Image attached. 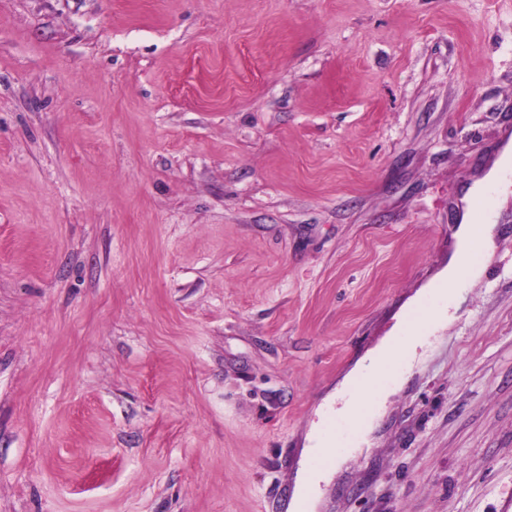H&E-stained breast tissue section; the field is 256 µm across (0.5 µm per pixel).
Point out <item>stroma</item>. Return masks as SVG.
<instances>
[{
	"label": "stroma",
	"mask_w": 512,
	"mask_h": 512,
	"mask_svg": "<svg viewBox=\"0 0 512 512\" xmlns=\"http://www.w3.org/2000/svg\"><path fill=\"white\" fill-rule=\"evenodd\" d=\"M512 0H0V512H512ZM512 166V139L507 140L502 149L498 162L488 171L484 178L470 186L464 194L466 207L461 216L454 238L453 250L448 257V265L435 277H433L426 286L420 289L414 297L409 299L404 307L410 308L415 305L421 295L432 291L439 295L448 294L452 302H456L460 297V291L456 285L460 278V266L464 258L463 265L474 264L476 259L482 257L477 249L470 252L473 245H478L486 256L490 255L494 246L495 225L496 224H474L472 223V213L476 203L484 194L501 182L505 173ZM468 252V253H467ZM448 286V289L446 288ZM401 345L397 340L396 335H392L382 345L373 350L367 357L360 359L355 366L343 377L342 381L336 387L335 393L327 397V400L333 399L338 393L346 391V389L352 387L353 383L361 379L364 375H377L381 373L385 368L393 363L397 357L404 355V352L400 351ZM368 362V364L366 363ZM364 376L361 380L354 383L355 391H362L367 388H375L377 385V377ZM373 389L365 390L360 394H354V396L347 402L345 408L342 410L343 414L351 413L352 410L369 405L370 400L377 393ZM363 412H369L364 407L361 412L351 416L349 423L353 429H359L363 422Z\"/></svg>",
	"instance_id": "stroma-1"
}]
</instances>
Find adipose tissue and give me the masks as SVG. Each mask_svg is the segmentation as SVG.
<instances>
[{
  "label": "adipose tissue",
  "instance_id": "adipose-tissue-1",
  "mask_svg": "<svg viewBox=\"0 0 512 512\" xmlns=\"http://www.w3.org/2000/svg\"><path fill=\"white\" fill-rule=\"evenodd\" d=\"M512 169V139L507 140L498 162L488 171L484 178L470 186L465 195L466 207L461 222L455 232V243L448 258L447 266L427 284L429 291L439 295H448L451 300H458L460 293L456 285L460 278V266L464 256L472 246H479L484 253H491L494 246L495 227L491 224H476L472 213L476 203L484 194L501 182L508 170ZM400 344L397 338H389L373 350L367 359L358 361L339 383V390L352 387L353 383L366 375H377L400 357Z\"/></svg>",
  "mask_w": 512,
  "mask_h": 512
}]
</instances>
